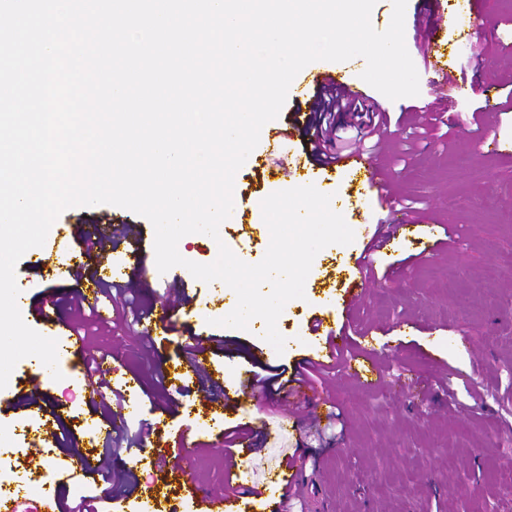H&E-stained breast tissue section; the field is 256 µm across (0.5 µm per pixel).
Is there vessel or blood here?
I'll list each match as a JSON object with an SVG mask.
<instances>
[{"instance_id": "vessel-or-blood-1", "label": "vessel or blood", "mask_w": 512, "mask_h": 512, "mask_svg": "<svg viewBox=\"0 0 512 512\" xmlns=\"http://www.w3.org/2000/svg\"><path fill=\"white\" fill-rule=\"evenodd\" d=\"M448 20L436 10H428L426 19L421 26L419 50L423 56H429L439 48L440 34L447 28ZM435 75L434 93L438 101L448 99V92L454 86V77L447 65L434 61L431 65ZM333 88L343 92L349 99L361 100L363 91L354 83L350 73L344 67L334 62H321L315 68L300 71L290 85L291 92L311 98L318 97L324 89ZM314 117L306 115L301 126L304 144L303 160H292L288 157V142L291 131L285 128H269L264 130L261 140L264 148L270 149L276 166L284 177H295L300 163H308L320 169L322 175H330L338 170L348 171L358 185L357 197L367 195L376 197L381 206L387 207L392 215V223L386 229L371 236L361 253L355 259V267L359 273L356 280L350 282L344 289L342 300V319L336 326H325L323 319H315L309 325V331L319 337L320 343L312 355L300 358L290 378L281 382L278 391L281 404L297 409L302 401L319 403L320 398L314 385L309 379L310 371L324 372L336 364H343L349 376L360 383H367L369 378L376 375L377 368L368 349L359 353L348 354L347 348L351 343L349 331L353 326V315L356 306L368 292L372 277L370 275L371 258L378 251L394 243L396 239L413 234L429 239L430 243H438L437 225H420L410 218L407 209L396 201L386 174L378 166L374 156L363 149L348 152H333L327 150L320 142L311 138ZM71 240L79 246L94 245L96 249L94 263L88 273L74 277V291L81 306L93 311L100 320H108L111 308L103 292V286L109 277L126 278L128 272L138 271L145 258L143 239L138 234L126 238V248L133 262L129 270L112 264L108 255L110 238L99 225L73 224L69 227ZM181 306L170 300H162L159 307L149 310L141 318V333L149 336L155 330L170 331L175 328V318ZM39 322L46 336L56 339L65 355L71 356L75 364L81 365V376L88 385L96 383H123V376L118 375L112 364L111 354H101L93 366H85V348L81 338L72 336L67 321L56 315L51 301H44L40 309ZM219 343L213 336H195L189 344V353L181 362L173 366L174 380L183 382L190 376L200 375L203 365L201 359L206 354L214 352ZM237 404L244 405L253 400L262 399L263 394L254 384V376L250 370L243 369L238 373ZM176 448L161 445L153 441L150 455L142 452L130 454L128 461L132 466L147 465L148 469H162L169 458L175 456ZM300 484V469L296 461H288L280 470L264 484L262 488L252 489L250 496L233 492L221 495L202 494L201 501L205 503L206 512H254L256 498H266L274 506H281Z\"/></svg>"}]
</instances>
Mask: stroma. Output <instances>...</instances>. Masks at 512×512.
I'll use <instances>...</instances> for the list:
<instances>
[{"label": "stroma", "instance_id": "1", "mask_svg": "<svg viewBox=\"0 0 512 512\" xmlns=\"http://www.w3.org/2000/svg\"><path fill=\"white\" fill-rule=\"evenodd\" d=\"M451 17L440 51L453 69L456 88L446 112L433 113L435 96L431 71L415 47L418 23L405 19V43L419 74L420 93L389 100L366 87V101L385 108L392 135L377 150L400 203L428 223L446 226L449 235L437 251L418 260L422 246L400 240L383 249L374 261L375 282L362 300L355 331L371 332L369 342L382 371L374 386L350 378L335 367L318 379L324 396L318 407L300 406L286 415L275 398L240 407L234 392L238 369L252 371L293 366L316 342L306 334L314 317L337 318L341 309L322 272L333 259L360 253L367 226L386 224L390 215L376 198L362 204L346 200V173L317 182L332 195L336 209L353 229L349 245L332 244L316 255L305 281V296L285 305L278 319L286 339L284 352L265 346L263 359L251 362L247 351L259 341L264 321L253 331L215 326L232 307V299L215 292L181 266L159 274L147 262L139 280L112 295V316L101 321L91 311L73 312L75 296L66 270L56 274L19 261L16 282L24 294L21 311L35 325L44 298H52L58 316L81 323L87 351L115 353L120 370L134 393L138 417L130 419L122 436H134L144 422H163L164 441L180 434L193 436L180 459L171 460L164 475L190 482L205 492L224 490V447L219 433L239 423H251L260 436L252 462L243 464L244 488L263 485L287 458H295L304 481L294 496L296 512H318L327 502L330 512H512V306L501 297L512 295V154L490 151L489 140L512 143V112L484 110L485 86L499 98L512 97V68L502 62L505 45H512V0H484L494 21L491 29L455 23L458 0H438ZM264 161L242 166L234 179L235 219L224 226V242L249 264L260 262L270 243V231L259 207L280 191ZM182 278L191 298L185 326L165 335H140L126 299L142 308L159 305L174 278ZM224 336L237 341L244 356H209L214 385L193 383L178 393L165 370L183 358L191 333ZM39 368L21 359L12 390L0 396V420L26 422L27 436L14 437L0 449V470L22 472L31 443L46 439L40 421L61 416L60 442L42 455L41 474L28 484L25 504H41L45 494L77 512L83 499L96 497L100 512H136L146 492L149 474L130 470L124 460L114 464L115 477L104 482L90 474L81 485L68 482L60 461L79 453L98 466L105 442L95 423L102 411L91 401L90 389L77 384V398L65 400L62 390L71 379L44 382L38 400H31L30 379ZM340 409L344 431L326 427L328 412Z\"/></svg>", "mask_w": 512, "mask_h": 512}]
</instances>
